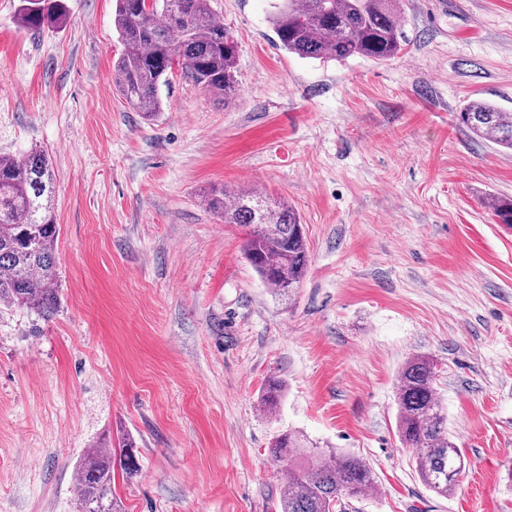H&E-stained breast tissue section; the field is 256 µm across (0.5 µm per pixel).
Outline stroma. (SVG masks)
<instances>
[{
	"instance_id": "stroma-1",
	"label": "stroma",
	"mask_w": 512,
	"mask_h": 512,
	"mask_svg": "<svg viewBox=\"0 0 512 512\" xmlns=\"http://www.w3.org/2000/svg\"><path fill=\"white\" fill-rule=\"evenodd\" d=\"M269 3L212 2L236 98L177 72L147 120L112 84L115 0H64L37 31L0 0V153L48 155L60 226L54 314L0 307V512H76L77 463L125 438L123 512H280L288 430L373 468L346 512H512V226L486 206L512 196V152L457 120L474 99L512 112V0H403L405 55L324 64L276 48ZM222 186L298 213L291 299L206 208ZM416 354L464 455L446 497L396 434ZM284 395V384L279 379H271L260 398V407L267 413H275Z\"/></svg>"
}]
</instances>
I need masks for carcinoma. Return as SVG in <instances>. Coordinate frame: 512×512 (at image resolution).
<instances>
[{"instance_id": "obj_1", "label": "carcinoma", "mask_w": 512, "mask_h": 512, "mask_svg": "<svg viewBox=\"0 0 512 512\" xmlns=\"http://www.w3.org/2000/svg\"><path fill=\"white\" fill-rule=\"evenodd\" d=\"M270 22L279 46L319 62L361 57L385 62L400 57L406 40L402 0H273ZM63 0H20L19 23L38 28L63 21ZM113 26L123 52L112 65V84L126 103L147 118L162 111L160 87L174 70L215 100L236 94L238 44L213 18L210 0H116ZM458 121L474 136L512 150V113L472 100ZM54 172L41 150L24 158L0 154V305L53 315L58 299L55 246L59 225L52 207ZM208 208L226 224L246 229L245 255L262 280L289 297L306 275L309 256L303 224L286 203L256 191H213ZM487 207L512 224V198L492 197ZM284 384L271 379L260 398L267 413L279 409ZM397 433L410 450L415 471L433 493L454 492L464 470L461 449L448 434V414L437 391L432 359L408 358L398 372ZM274 462L288 461L281 512H346L349 500L377 484L372 468L338 448H318L284 432L270 448ZM138 472L133 442L94 448L75 471L80 512H122L112 492L115 469Z\"/></svg>"}]
</instances>
